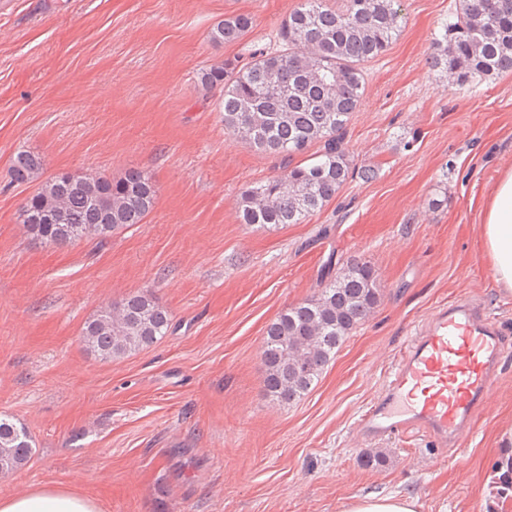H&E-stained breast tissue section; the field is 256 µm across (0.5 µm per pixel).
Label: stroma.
<instances>
[{
    "label": "stroma",
    "instance_id": "1",
    "mask_svg": "<svg viewBox=\"0 0 512 512\" xmlns=\"http://www.w3.org/2000/svg\"><path fill=\"white\" fill-rule=\"evenodd\" d=\"M299 0H0V416L34 447L0 497L62 487L101 512H344L353 496L403 492L417 512H489L486 483L512 426V295L501 292L478 212L512 167V72L448 88L429 57L456 0H402L403 23L366 65L345 147L354 174L303 223L248 225L242 192L280 171L224 128L201 70L279 46ZM248 14L234 44L209 33ZM38 180L14 182L19 151ZM376 172L365 179L364 169ZM151 176L154 209L107 243L52 245L18 220L67 170ZM373 266L381 300L296 401L272 400L267 326L321 287L325 263ZM152 292L170 327L103 361L87 320ZM480 300L508 347L471 432L442 447L415 429L359 437L401 350L430 313ZM383 453L381 466L368 454ZM42 160L39 156L28 151H19L13 158L11 173L18 182L32 181L38 178L42 169Z\"/></svg>",
    "mask_w": 512,
    "mask_h": 512
}]
</instances>
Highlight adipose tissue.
I'll use <instances>...</instances> for the list:
<instances>
[{
  "label": "adipose tissue",
  "instance_id": "adipose-tissue-1",
  "mask_svg": "<svg viewBox=\"0 0 512 512\" xmlns=\"http://www.w3.org/2000/svg\"><path fill=\"white\" fill-rule=\"evenodd\" d=\"M479 215L495 282L512 293V168L502 173ZM0 512H99V508L69 489L44 487L0 500Z\"/></svg>",
  "mask_w": 512,
  "mask_h": 512
}]
</instances>
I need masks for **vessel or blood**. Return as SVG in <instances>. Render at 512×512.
I'll return each mask as SVG.
<instances>
[{
    "instance_id": "b4317fda",
    "label": "vessel or blood",
    "mask_w": 512,
    "mask_h": 512,
    "mask_svg": "<svg viewBox=\"0 0 512 512\" xmlns=\"http://www.w3.org/2000/svg\"><path fill=\"white\" fill-rule=\"evenodd\" d=\"M504 351L482 304L461 298L434 310L399 355L383 394L361 416L364 439L416 428L442 446L471 429Z\"/></svg>"
}]
</instances>
